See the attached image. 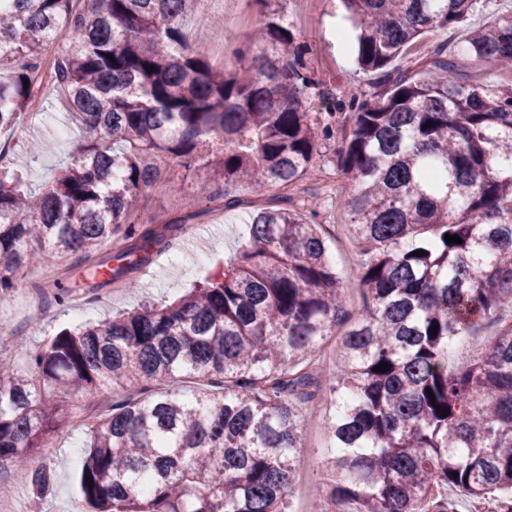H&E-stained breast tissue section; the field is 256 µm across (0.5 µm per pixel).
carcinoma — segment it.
<instances>
[{
	"mask_svg": "<svg viewBox=\"0 0 512 512\" xmlns=\"http://www.w3.org/2000/svg\"><path fill=\"white\" fill-rule=\"evenodd\" d=\"M203 2L0 0V66L25 60L0 75V130L23 118L42 47L59 39L52 80L82 132L37 194L20 176L36 153L0 165V304L33 243L48 267L78 254L91 292L161 252L180 226L135 222L157 154L213 167L200 194L226 208L238 204L229 183L308 179L328 128L317 131L305 103L329 92L306 42L270 0H253L262 53L250 70H216L185 38ZM477 2L344 0L356 62L381 90H343L337 167L351 191L337 204L360 247L363 305L339 370L320 367L346 304L325 227L314 212L263 208L242 249L178 301L64 329L24 370L0 359V484L30 467L29 493L45 498L44 450L77 387L91 399L79 478L91 512H288L299 407L325 398L333 512H458L450 490L475 503L512 490V84L463 79L470 62L512 65V10L471 29L456 54L428 51L423 78L393 68ZM118 234L127 246L103 253ZM485 325L483 350L450 363L456 339ZM192 378L200 385H184Z\"/></svg>",
	"mask_w": 512,
	"mask_h": 512,
	"instance_id": "1",
	"label": "carcinoma"
}]
</instances>
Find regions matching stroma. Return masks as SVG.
<instances>
[{"instance_id": "35a3bbf8", "label": "stroma", "mask_w": 512, "mask_h": 512, "mask_svg": "<svg viewBox=\"0 0 512 512\" xmlns=\"http://www.w3.org/2000/svg\"><path fill=\"white\" fill-rule=\"evenodd\" d=\"M276 9L294 22L296 33L307 42L310 52L307 65L327 83L334 95L345 88L357 87L362 94L377 92L379 86L372 74L362 72L355 62L356 31L347 18L341 0H277ZM512 8V0H486L473 11L466 24L437 29L423 35L397 62L400 69L420 73L423 68L424 45H446L449 52L464 46L471 28L481 25L488 13ZM259 15L252 0H204L198 15L188 19V47L201 55L200 41H226L230 56L227 69L249 68L257 53L249 36L258 25ZM343 31L345 42H337L336 31ZM317 125H330L331 138L321 140L314 165L318 172L336 169L337 155L342 147L341 128L345 116L333 112L331 103L314 98L306 105ZM63 94L53 85H42L35 92L24 115V133L0 130V154L13 158L25 152L29 142L40 140L43 151L23 177L29 189L38 192L51 183L69 163L79 131L68 115ZM161 170L159 180L144 192L139 221L143 224H164L182 221V229L170 240L167 250L156 255L127 282L105 287L96 294H87L88 275L76 265L74 256L61 257L55 273L73 292L70 305L50 308L40 292L46 284V273L25 267L12 299L0 305V356L26 366L28 356L38 345L59 330L86 322H101L120 313L137 309L144 302L173 301L206 278L232 257L248 240V226L255 208L273 199V192L231 186V195L240 198L234 208L223 200L199 197L201 183L210 180V168L180 166L169 157H155ZM282 196L292 198L302 216L317 212L319 223L325 224L331 241L330 255L347 288V308L356 311L361 305L359 290L360 254L347 229L348 216L334 201L318 199L295 188H284ZM330 403L319 399L307 404L303 411V445L294 456L296 476L303 482L308 500L325 499L332 476L326 467L328 440L322 423L312 422V415H325ZM85 434L81 421L61 428L52 448L45 454L51 462V490L45 500L37 502V512H85L79 474L85 457Z\"/></svg>"}]
</instances>
